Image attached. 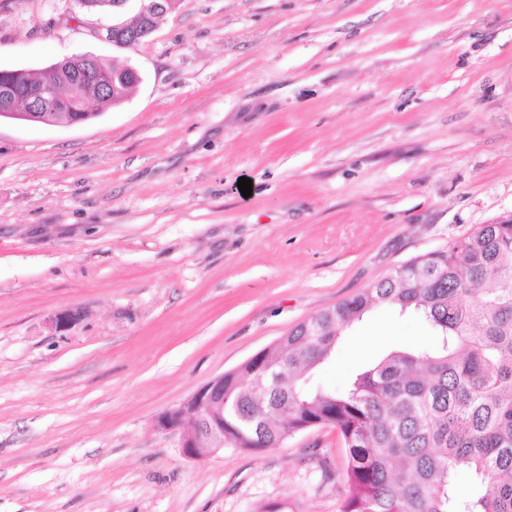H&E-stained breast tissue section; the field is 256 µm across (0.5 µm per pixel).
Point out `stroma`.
Masks as SVG:
<instances>
[{
	"mask_svg": "<svg viewBox=\"0 0 512 512\" xmlns=\"http://www.w3.org/2000/svg\"><path fill=\"white\" fill-rule=\"evenodd\" d=\"M100 22L0 0V69L89 52L142 77L84 124L0 121V512H339L335 429L195 460L156 420L512 215V0H181L129 49ZM434 343L380 309L308 384Z\"/></svg>",
	"mask_w": 512,
	"mask_h": 512,
	"instance_id": "1",
	"label": "stroma"
}]
</instances>
